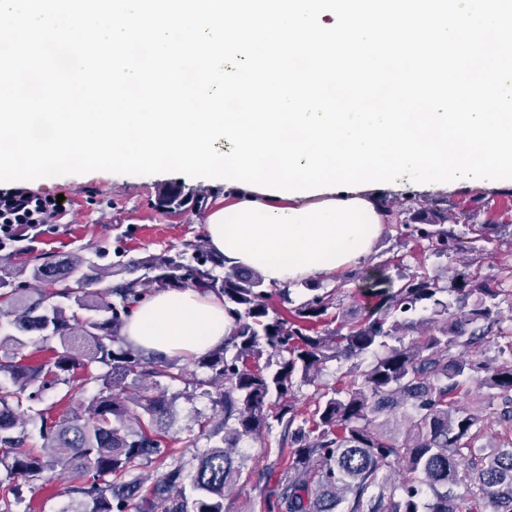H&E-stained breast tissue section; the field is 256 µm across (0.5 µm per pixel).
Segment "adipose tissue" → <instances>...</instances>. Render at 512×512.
Returning a JSON list of instances; mask_svg holds the SVG:
<instances>
[{
    "instance_id": "ef3b65f1",
    "label": "adipose tissue",
    "mask_w": 512,
    "mask_h": 512,
    "mask_svg": "<svg viewBox=\"0 0 512 512\" xmlns=\"http://www.w3.org/2000/svg\"><path fill=\"white\" fill-rule=\"evenodd\" d=\"M387 216L371 190L284 198L225 186L206 219V238L227 265L286 286L359 266L384 234ZM232 320L224 300L194 288L152 293L123 334L147 354L190 358L222 347Z\"/></svg>"
}]
</instances>
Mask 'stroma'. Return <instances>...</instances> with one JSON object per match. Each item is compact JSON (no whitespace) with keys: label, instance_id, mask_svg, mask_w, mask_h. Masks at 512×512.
Returning <instances> with one entry per match:
<instances>
[{"label":"stroma","instance_id":"stroma-1","mask_svg":"<svg viewBox=\"0 0 512 512\" xmlns=\"http://www.w3.org/2000/svg\"><path fill=\"white\" fill-rule=\"evenodd\" d=\"M167 186L211 199L224 193L223 185L175 172L137 176L94 171L7 184L11 190L64 197L56 229L40 234L34 248L60 254L78 249L103 266L115 262L119 248L125 250L127 259L137 260L163 251L174 253L185 242L204 239L207 210L189 208L170 218L155 207L158 190ZM183 389L180 383L168 388L173 414L166 431L170 439L187 437L198 417L213 413L208 398H186ZM278 441V433L273 432L265 442L244 443L248 459L224 501L229 512H260L253 485L258 471L275 460ZM64 488V480L57 477L22 483L20 512H70L72 500Z\"/></svg>","mask_w":512,"mask_h":512}]
</instances>
